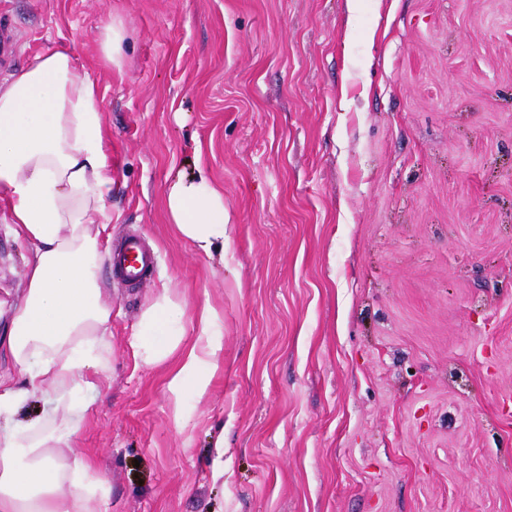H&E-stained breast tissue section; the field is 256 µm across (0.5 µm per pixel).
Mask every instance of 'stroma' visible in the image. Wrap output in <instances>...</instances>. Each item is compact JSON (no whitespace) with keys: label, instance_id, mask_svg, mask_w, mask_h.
I'll return each instance as SVG.
<instances>
[{"label":"stroma","instance_id":"stroma-1","mask_svg":"<svg viewBox=\"0 0 512 512\" xmlns=\"http://www.w3.org/2000/svg\"><path fill=\"white\" fill-rule=\"evenodd\" d=\"M2 28L0 80L67 48L96 81L111 237L156 250L138 288L101 269L107 370L73 452L108 512H512V0H359L350 23L345 0H0ZM198 143L220 267L162 207ZM27 251L0 232V297ZM165 290L223 321L199 400L131 357ZM125 39V28L121 20L113 19L112 24L105 27L102 37V49L106 60L112 67L122 68V45Z\"/></svg>","mask_w":512,"mask_h":512}]
</instances>
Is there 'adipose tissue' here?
<instances>
[{
	"label": "adipose tissue",
	"instance_id": "obj_1",
	"mask_svg": "<svg viewBox=\"0 0 512 512\" xmlns=\"http://www.w3.org/2000/svg\"><path fill=\"white\" fill-rule=\"evenodd\" d=\"M112 159L97 83L61 50L35 53L0 82V226L25 240V288L0 301V512H108L107 480L70 441L85 414L64 411L65 392L89 391L112 305L100 285L112 222ZM169 223L207 259L224 256V189L204 171L176 174L163 195ZM221 316L210 303L186 312L169 292L142 312L130 344L135 364L171 363L175 402L203 398L223 362ZM41 400L51 428L13 420Z\"/></svg>",
	"mask_w": 512,
	"mask_h": 512
}]
</instances>
